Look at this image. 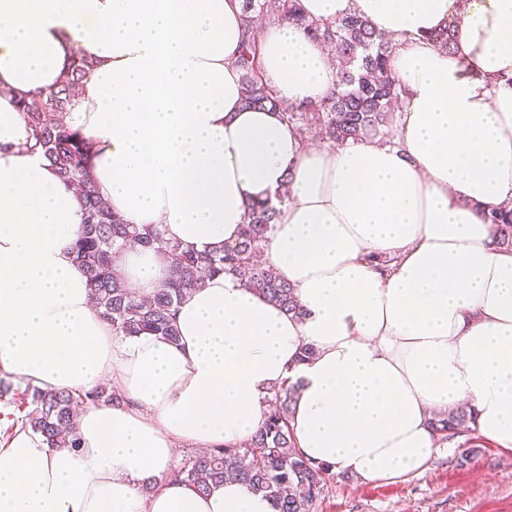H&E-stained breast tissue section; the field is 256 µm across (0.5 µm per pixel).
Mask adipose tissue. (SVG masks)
<instances>
[{"instance_id":"obj_1","label":"adipose tissue","mask_w":512,"mask_h":512,"mask_svg":"<svg viewBox=\"0 0 512 512\" xmlns=\"http://www.w3.org/2000/svg\"><path fill=\"white\" fill-rule=\"evenodd\" d=\"M301 7L320 23L363 17L395 44L392 142L316 148L286 122L338 81L287 22L259 33L276 106L244 107L242 0H0V368L86 397L80 447L21 431L0 448V512H275L239 482L202 494L160 476L179 446L248 442L292 384L298 451L364 482L423 474L435 420L459 406L512 454V251L489 221L512 208V0ZM451 22L454 55L429 40ZM79 57L90 68L64 121L94 145L90 178L113 212L219 253L250 203L289 189L261 260L300 315L220 273L179 304L177 341L113 332L76 261V190L18 108ZM113 270L147 293L169 259L138 247ZM103 385L120 403L88 400Z\"/></svg>"}]
</instances>
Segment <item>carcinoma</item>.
<instances>
[{
    "mask_svg": "<svg viewBox=\"0 0 512 512\" xmlns=\"http://www.w3.org/2000/svg\"><path fill=\"white\" fill-rule=\"evenodd\" d=\"M244 35L236 65L242 72V102L248 108L276 105L272 89L263 80L261 48L249 35L257 21H288L336 54L340 62L338 83L317 104L287 112L288 122L330 145L384 135L393 122L392 105L398 102L400 84L389 68L395 46L381 38L367 20L350 15L334 23H319L301 12L300 0H243ZM435 46L448 54L457 52L453 24L431 36ZM90 64L78 59L58 88L37 105L25 101L19 109L27 115L35 145L41 147L57 176L80 186L85 211L75 244L76 259L85 274L96 310L124 336L150 334L171 341L178 339L176 308L185 292L202 286L218 273H230L288 313L301 314L294 289L269 273L259 261L266 239L276 224L278 208L270 200L249 206V221L240 238L224 246L220 254H200L168 241L157 226L125 224L98 195L88 171L93 147L79 132L62 121V113L78 94ZM497 227L498 244L512 250V210L488 216ZM140 246L171 257L165 288L147 299L126 288L114 275L112 263L122 249ZM32 409L17 419L19 430L39 434L50 448H78L77 409L84 398L69 392L43 391L27 386ZM295 398L292 386L275 390L262 425L244 447L224 446L196 453L160 478H151L144 492L158 483L182 481L205 493L233 476L274 504L276 512H315L325 494L329 467L314 465L296 449L288 428ZM471 420L464 410H450L436 420L437 431L453 440L460 427Z\"/></svg>",
    "mask_w": 512,
    "mask_h": 512,
    "instance_id": "carcinoma-1",
    "label": "carcinoma"
}]
</instances>
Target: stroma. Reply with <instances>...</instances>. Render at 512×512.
Returning a JSON list of instances; mask_svg holds the SVG:
<instances>
[{"label": "stroma", "instance_id": "1", "mask_svg": "<svg viewBox=\"0 0 512 512\" xmlns=\"http://www.w3.org/2000/svg\"><path fill=\"white\" fill-rule=\"evenodd\" d=\"M466 437L443 448L427 471L404 482L371 484L333 473L316 512H512V456L489 446L465 454Z\"/></svg>", "mask_w": 512, "mask_h": 512}]
</instances>
